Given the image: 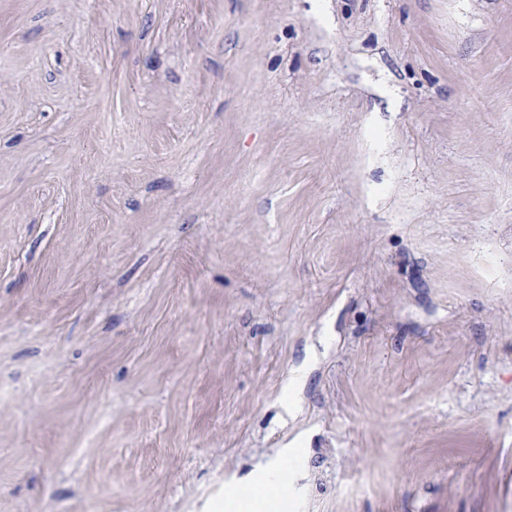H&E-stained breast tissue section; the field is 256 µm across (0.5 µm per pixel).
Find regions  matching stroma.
<instances>
[{"mask_svg": "<svg viewBox=\"0 0 512 512\" xmlns=\"http://www.w3.org/2000/svg\"><path fill=\"white\" fill-rule=\"evenodd\" d=\"M0 512H512V0H0Z\"/></svg>", "mask_w": 512, "mask_h": 512, "instance_id": "1", "label": "stroma"}]
</instances>
